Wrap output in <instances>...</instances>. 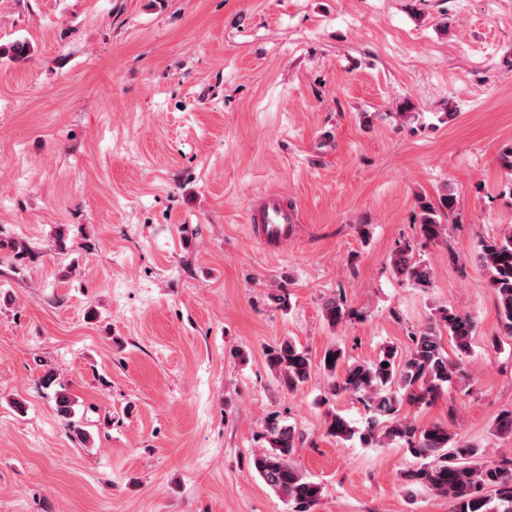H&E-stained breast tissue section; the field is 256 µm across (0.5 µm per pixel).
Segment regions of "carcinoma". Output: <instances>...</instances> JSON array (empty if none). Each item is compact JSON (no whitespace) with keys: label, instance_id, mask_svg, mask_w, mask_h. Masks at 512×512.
I'll use <instances>...</instances> for the list:
<instances>
[{"label":"carcinoma","instance_id":"obj_1","mask_svg":"<svg viewBox=\"0 0 512 512\" xmlns=\"http://www.w3.org/2000/svg\"><path fill=\"white\" fill-rule=\"evenodd\" d=\"M457 197L449 187L438 201L420 203V232L426 240L448 244L447 220L456 210ZM479 258L486 270V286L495 297L499 322L512 336V225L497 236L481 242ZM394 273L419 288L431 286L432 272L427 261L416 259L408 245L391 256ZM350 312L331 298L324 303L323 318L334 328L347 320ZM475 321L454 309L438 310L434 322L411 336L409 355L387 346L375 360L345 363L340 348L325 350L320 371L333 396L357 395L371 410L364 428H355L334 411H326V433L339 441L358 439L364 446L403 441L407 450L427 463L408 474V495L431 492L450 503V512H512V459L489 463L487 449L456 446L448 428L438 423L420 428L400 414L403 404L429 405L444 388L466 374V357L471 352ZM455 351L448 356L442 337ZM267 360L277 381L293 392L311 377L306 350L288 339L269 349ZM269 447L252 454L251 465L263 482L280 495L291 512H313L323 495V487L309 480L291 464L299 445L294 428L277 422L266 429Z\"/></svg>","mask_w":512,"mask_h":512}]
</instances>
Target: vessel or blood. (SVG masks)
<instances>
[{"mask_svg":"<svg viewBox=\"0 0 512 512\" xmlns=\"http://www.w3.org/2000/svg\"><path fill=\"white\" fill-rule=\"evenodd\" d=\"M297 220L296 209L286 195H265L261 203L248 212V232L265 246H282L292 238Z\"/></svg>","mask_w":512,"mask_h":512,"instance_id":"vessel-or-blood-1","label":"vessel or blood"}]
</instances>
